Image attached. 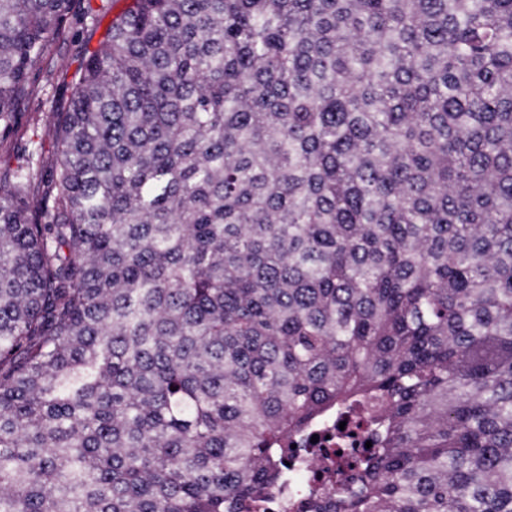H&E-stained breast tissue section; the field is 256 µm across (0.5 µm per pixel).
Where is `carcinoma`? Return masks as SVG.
Returning a JSON list of instances; mask_svg holds the SVG:
<instances>
[{
    "mask_svg": "<svg viewBox=\"0 0 512 512\" xmlns=\"http://www.w3.org/2000/svg\"><path fill=\"white\" fill-rule=\"evenodd\" d=\"M88 17L0 0L1 136ZM360 406L286 512H512V0H130L0 176V512H268Z\"/></svg>",
    "mask_w": 512,
    "mask_h": 512,
    "instance_id": "1",
    "label": "carcinoma"
}]
</instances>
